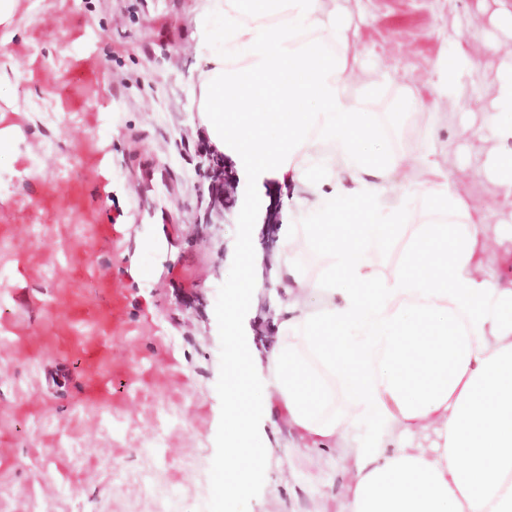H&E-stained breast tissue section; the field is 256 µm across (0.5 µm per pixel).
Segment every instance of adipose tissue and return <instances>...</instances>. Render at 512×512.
<instances>
[{"mask_svg": "<svg viewBox=\"0 0 512 512\" xmlns=\"http://www.w3.org/2000/svg\"><path fill=\"white\" fill-rule=\"evenodd\" d=\"M287 11L271 27L243 12ZM322 41L293 48L302 30ZM358 36L343 0H204L192 33L205 64L201 110L212 140L249 179L294 174L311 190L310 240L329 219L364 210L368 223L329 237V263L306 278L286 254L251 289H284L278 340L259 358L244 332L248 299L224 301L226 367L242 373L248 405L224 400V429H241L254 454L252 477L269 467L260 441L261 400L274 390L290 431L354 448L340 512H512V282L477 261L478 224H419L398 269L377 275L382 228L403 223L414 196L443 213L467 207L428 145L418 165L434 182L400 185L404 155L378 144L350 103L377 81L349 51ZM487 125L498 143L478 163L512 194V62L502 63ZM335 143L338 155L318 142ZM343 165H336V157ZM315 295V304L303 303Z\"/></svg>", "mask_w": 512, "mask_h": 512, "instance_id": "ef3b65f1", "label": "adipose tissue"}]
</instances>
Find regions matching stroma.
I'll use <instances>...</instances> for the list:
<instances>
[{
    "mask_svg": "<svg viewBox=\"0 0 512 512\" xmlns=\"http://www.w3.org/2000/svg\"><path fill=\"white\" fill-rule=\"evenodd\" d=\"M199 0H20L0 25V512H140L133 489L113 481L105 461L136 470L134 442L157 445L156 461L192 454L198 472L174 512H215L212 468L224 448V298L234 289L245 194L260 200L254 258L276 266L280 227L309 199L298 181L266 178L245 186L232 157L224 159V212L199 234L204 187L190 140L200 115L199 50L192 37ZM495 0H370L355 52H370L383 89L357 100L372 120L413 133L402 149L413 157L433 132L459 175L456 190L468 224L495 225L512 216V196L476 171V159L495 148L486 125L501 58L487 42L507 40L491 18ZM466 55L478 69L460 73L464 95L439 102L442 59ZM411 86L426 111L402 103ZM45 99L48 111L22 110L19 99ZM80 223L112 224L118 250L101 248L92 273L126 258L121 285L134 306L130 328L111 350L138 360L133 395L109 410L70 407V397L45 392L44 369L56 362L57 313L70 297L65 256L77 248L71 233L50 246L40 224L56 214ZM198 281L205 321H198L165 286L170 265ZM248 333L259 353L277 338L263 291L251 298ZM176 361L174 396L189 429L172 433L141 396L159 391L158 348ZM263 442L270 467L248 493L253 512H338L349 461L341 442H291L287 414L268 400ZM299 451L289 454L290 444Z\"/></svg>",
    "mask_w": 512,
    "mask_h": 512,
    "instance_id": "35a3bbf8",
    "label": "stroma"
}]
</instances>
